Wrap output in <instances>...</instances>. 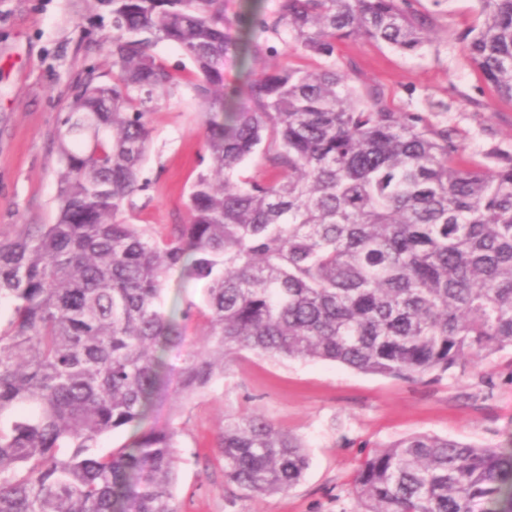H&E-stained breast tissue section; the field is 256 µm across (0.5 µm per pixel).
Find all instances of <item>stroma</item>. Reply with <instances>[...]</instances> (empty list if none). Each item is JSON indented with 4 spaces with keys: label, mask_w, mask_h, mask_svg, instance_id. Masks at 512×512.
<instances>
[{
    "label": "stroma",
    "mask_w": 512,
    "mask_h": 512,
    "mask_svg": "<svg viewBox=\"0 0 512 512\" xmlns=\"http://www.w3.org/2000/svg\"><path fill=\"white\" fill-rule=\"evenodd\" d=\"M417 7L433 18L431 43L421 53L357 39L340 46L336 67L357 89L379 88L394 108L427 113L434 125L456 133L470 161L495 167L512 155V103L495 97L463 48L477 0H419ZM111 34L112 18L100 0H0V232L56 222V130L87 73L111 83L103 45ZM153 53L179 80L150 116L143 161L150 186L136 196L135 213L138 223L164 236L184 222L188 189L205 169L207 151L191 61L171 42ZM163 299L168 307L196 306L186 342H201L202 283L181 287L169 280ZM246 410L303 442L309 466L290 490L250 496L225 483L217 438L225 418ZM153 420L180 431L173 493L181 512H356L353 478L373 446L427 433L512 448V350L463 372L416 381L245 351L181 408L159 400Z\"/></svg>",
    "instance_id": "35a3bbf8"
}]
</instances>
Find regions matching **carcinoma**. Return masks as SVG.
<instances>
[{
	"mask_svg": "<svg viewBox=\"0 0 512 512\" xmlns=\"http://www.w3.org/2000/svg\"><path fill=\"white\" fill-rule=\"evenodd\" d=\"M112 83L85 80L57 130L58 219L0 233V512H180L178 430L145 425L160 396L196 393L244 350L406 381L512 349V157L485 170L424 112L360 93L336 69L359 38L416 53L417 0H275L232 20L225 0H101ZM464 48L512 102V0H477ZM195 68L208 164L165 237L133 223L149 182V117L176 85L152 48ZM312 55L256 71L250 61ZM236 58L241 81L224 83ZM260 152L259 175L234 178ZM178 270L203 282V345L168 391L165 352L193 304L165 310ZM133 429L108 454L99 439ZM224 480L295 486L302 443L258 414L224 419ZM358 512H512V448L413 434L357 469Z\"/></svg>",
	"mask_w": 512,
	"mask_h": 512,
	"instance_id": "1",
	"label": "carcinoma"
}]
</instances>
